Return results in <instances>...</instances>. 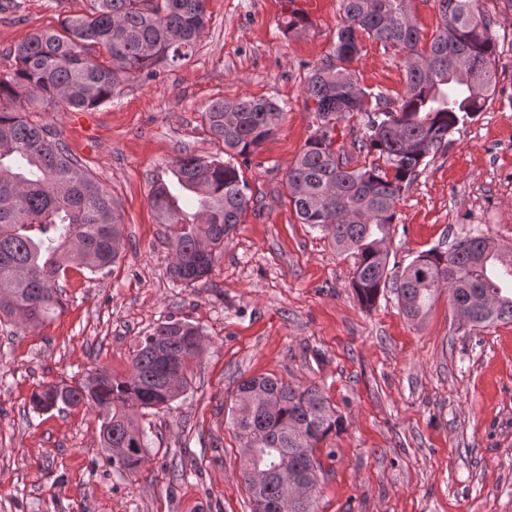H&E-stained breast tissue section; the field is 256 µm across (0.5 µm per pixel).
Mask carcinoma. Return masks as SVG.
<instances>
[{
  "label": "carcinoma",
  "mask_w": 512,
  "mask_h": 512,
  "mask_svg": "<svg viewBox=\"0 0 512 512\" xmlns=\"http://www.w3.org/2000/svg\"><path fill=\"white\" fill-rule=\"evenodd\" d=\"M206 0H91L62 29H38L9 50L13 69L0 74V100L23 97L52 111H85L112 98L131 76L151 80L188 58L203 34ZM341 24L331 56L309 66L306 99L316 128L288 171L290 201L301 223L327 233L356 257L352 285L372 307L394 288L410 319L421 318L441 289L473 327L512 323V255L467 234L446 251L419 254L390 279L387 246L396 204L426 158L448 150L452 136L484 110L496 84L495 43L480 0H437L441 27L426 49L411 0H340ZM404 52L405 93L397 103L377 93L358 147L385 166L348 167L334 148L338 121L370 96L347 67L362 50L359 34ZM281 107L264 98L218 100L202 113L228 160L189 150L172 162L173 180H151L149 203L166 228L170 275L186 285L207 280L224 242L249 207V185L237 166L278 126ZM124 224L107 189L72 157L48 124L0 107V322L36 328L63 307L57 288L73 264L93 273L117 263ZM202 351L199 329L169 318L138 340L128 374L104 368L72 384L33 394L35 412L92 406L112 463L135 472L145 433L138 416L181 398ZM230 420L243 448L241 468L252 512H316L318 444L342 425L315 385L265 376L237 387Z\"/></svg>",
  "instance_id": "cac0c4a2"
}]
</instances>
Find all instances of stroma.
<instances>
[{
	"mask_svg": "<svg viewBox=\"0 0 512 512\" xmlns=\"http://www.w3.org/2000/svg\"><path fill=\"white\" fill-rule=\"evenodd\" d=\"M0 12V73L10 47L56 29L90 0H20ZM496 42V89L447 152L427 158L396 205L389 248L397 266L463 232L512 247V0H481ZM305 21L281 29L283 16ZM210 21L192 56L151 81L124 82L88 111L12 110L50 124L116 200L124 224L118 263L59 279L63 308L39 328L0 325V512H250L242 450L229 423L237 385L273 375L315 384L342 417L318 449V512H512V323H463L447 292L422 321L392 289L364 307L351 286L355 258L300 223L288 171L310 136L309 66L326 60L339 0H207ZM365 91L405 93L403 53L363 39L350 65ZM269 98L275 133L241 171L253 201L207 283L174 282L150 179L182 150L223 158L201 115L219 99ZM196 325L203 350L172 408L140 422L137 472L112 464L96 409L38 414L35 391L103 366L124 374L140 336L168 317ZM335 459H328V450Z\"/></svg>",
	"mask_w": 512,
	"mask_h": 512,
	"instance_id": "stroma-1",
	"label": "stroma"
}]
</instances>
